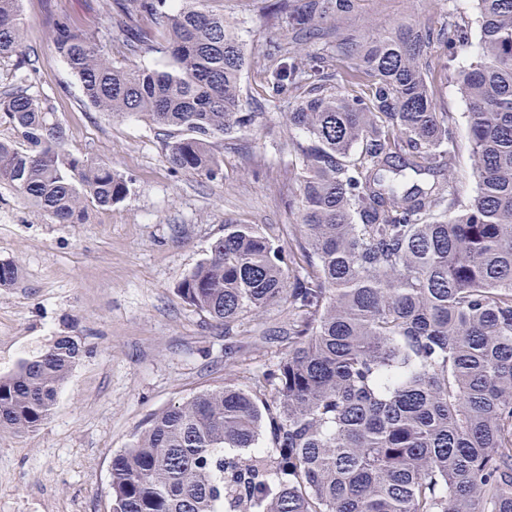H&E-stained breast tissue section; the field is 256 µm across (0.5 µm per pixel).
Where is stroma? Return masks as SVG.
<instances>
[{"instance_id": "35a3bbf8", "label": "stroma", "mask_w": 512, "mask_h": 512, "mask_svg": "<svg viewBox=\"0 0 512 512\" xmlns=\"http://www.w3.org/2000/svg\"><path fill=\"white\" fill-rule=\"evenodd\" d=\"M104 3L21 0L31 62L0 61V95L22 87L48 100L67 130V149L112 164L130 182L123 201L89 208L81 224L58 223L0 183V263L19 269L16 284L0 288V375L61 336L79 337L87 349L42 426L0 432V512H110L112 455L135 441L152 414L223 384L239 369L276 363L285 348L271 337L287 319L276 307L239 328L237 348L226 356L223 329L207 324L178 287L225 225L256 224L287 240L298 195L286 175L291 100L254 104L257 124L218 146L222 178L171 168L164 133L142 118H115L87 105L47 37V10L85 29ZM449 5L354 0L342 23L366 37L419 23L437 28ZM207 7L234 22L250 46L289 36L263 0H208ZM468 57L462 49L449 59L438 44L426 59L440 110L457 119L456 177L465 195L475 188L466 105L443 72Z\"/></svg>"}]
</instances>
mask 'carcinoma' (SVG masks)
<instances>
[{"label":"carcinoma","instance_id":"carcinoma-1","mask_svg":"<svg viewBox=\"0 0 512 512\" xmlns=\"http://www.w3.org/2000/svg\"><path fill=\"white\" fill-rule=\"evenodd\" d=\"M206 0H107L97 23L49 12L56 54L85 101L168 132L175 169L221 177L213 145L255 125L248 99L288 97L297 224L284 242L226 224L178 288L235 329L284 307L286 349L267 368L154 414L112 456L111 512H512V0H475L472 23L361 41L352 0H276L291 30L336 26V46L271 42L251 55ZM455 57L473 195L454 177L456 122L423 59ZM20 0H0V60L26 64ZM159 55L164 68L142 60ZM0 119V182L61 224L129 194L111 166L65 149L53 107L18 87ZM85 354L62 336L0 376V430L47 419Z\"/></svg>","mask_w":512,"mask_h":512}]
</instances>
